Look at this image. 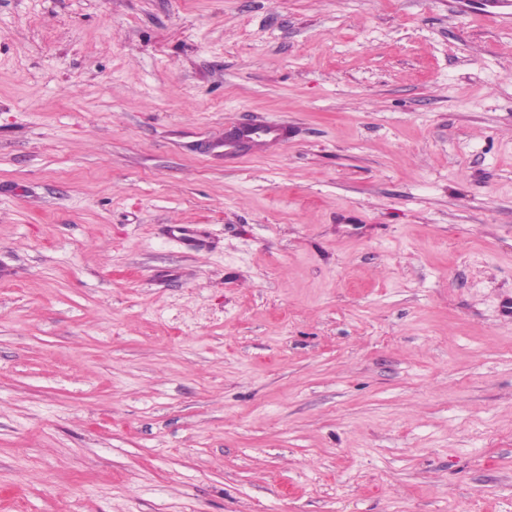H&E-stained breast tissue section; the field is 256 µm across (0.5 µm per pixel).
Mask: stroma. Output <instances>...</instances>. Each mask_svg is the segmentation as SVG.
Masks as SVG:
<instances>
[{"instance_id":"1","label":"stroma","mask_w":512,"mask_h":512,"mask_svg":"<svg viewBox=\"0 0 512 512\" xmlns=\"http://www.w3.org/2000/svg\"><path fill=\"white\" fill-rule=\"evenodd\" d=\"M493 10L0 0V512H512ZM285 142V129L277 124H258L245 127L239 131L234 142L224 143V152L230 153L235 149L258 148L264 151L278 149Z\"/></svg>"}]
</instances>
